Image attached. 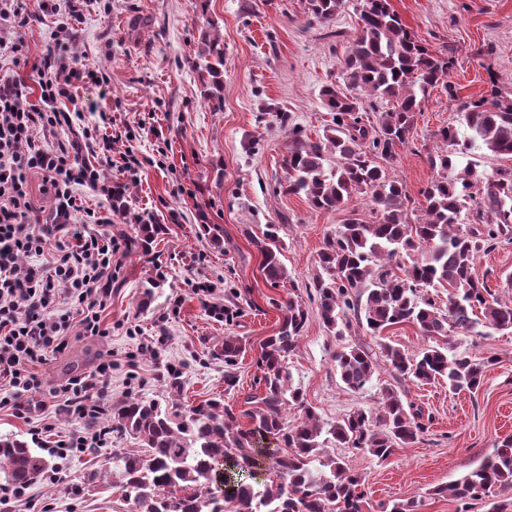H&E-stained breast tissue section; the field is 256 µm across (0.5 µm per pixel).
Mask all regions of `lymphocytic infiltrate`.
I'll return each instance as SVG.
<instances>
[{
    "label": "lymphocytic infiltrate",
    "instance_id": "f902f5d3",
    "mask_svg": "<svg viewBox=\"0 0 512 512\" xmlns=\"http://www.w3.org/2000/svg\"><path fill=\"white\" fill-rule=\"evenodd\" d=\"M75 10L73 0H39L33 13L21 0H0L1 25L19 30L48 16L60 19L34 66L36 94L21 82L0 80V385L11 391L0 409L19 415L27 411L25 395L40 384L30 364L66 348L72 321L86 334L105 333L101 312L112 295V261L120 244L88 232V225L102 221L94 211H87L84 223H73L80 195L91 191L113 213H125L127 184L141 168L129 150L121 156L123 181L100 174L112 165V148L123 135L80 122L82 113L98 111L111 90L105 74L83 68L69 51L73 37L63 18ZM82 85L94 86L95 97L79 96ZM83 152L91 162L78 163ZM33 171L53 199L48 224L29 190ZM111 393L107 360L55 387L51 398L83 419L98 416Z\"/></svg>",
    "mask_w": 512,
    "mask_h": 512
}]
</instances>
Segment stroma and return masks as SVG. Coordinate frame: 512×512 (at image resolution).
<instances>
[{
  "label": "stroma",
  "instance_id": "1",
  "mask_svg": "<svg viewBox=\"0 0 512 512\" xmlns=\"http://www.w3.org/2000/svg\"><path fill=\"white\" fill-rule=\"evenodd\" d=\"M406 28L424 46L447 55L448 87H436L422 101L413 135L388 163L390 176L423 205L422 190L433 172L428 156L438 145L440 127L463 128L458 105L489 96L512 94V0H390ZM359 0H345L333 23L312 18L304 0H78L80 13L71 28L80 49V65L107 74L111 95L85 120L109 117L128 128L142 162L137 182L126 191L128 217L93 224L89 230L119 240L120 267L112 274V297L102 313L108 336H89L80 327L68 332L63 352L35 365L40 390L27 396V418L0 410V436L31 440L39 423V403L48 391L70 378L112 362V394L98 418L112 424L110 408L130 397L161 403L196 405L223 398L244 410L258 373L260 344L275 334L280 308L290 294H305L318 271L324 240L348 219L372 220L368 195L352 193L337 210H316L304 198L283 193V158L288 128H301L311 140L322 137L332 117L321 97L323 86L342 81V62L358 36ZM48 17L14 33L0 25V40L21 36L26 56L4 61L0 78L34 86L32 70L50 32ZM224 45L220 95L222 111H212L209 85L195 65L205 38ZM167 146L166 156L157 149ZM205 210L219 229L204 234L196 222ZM151 214L165 225L150 250L138 244L134 215ZM278 227L287 276L271 286L261 270L263 258L252 240L267 225ZM477 274L492 292L512 295V243L479 252ZM161 281L145 300L148 279ZM211 284L213 302L226 310L214 318L195 293ZM309 321L285 365L294 386L325 420L357 409L373 410L392 379L378 370L364 391L347 390L333 356L353 336H330L317 304L307 301ZM248 343L234 368L238 385L224 391V339ZM454 346L489 361L477 392H454L443 381L403 383V398L432 418L422 440L395 451L387 460L339 449L364 480L370 512L393 502L412 500L417 512H459V501L435 495L437 487L459 481L512 436V333L456 336ZM180 372L172 388L168 368ZM58 482L40 476L27 491L29 512H137L113 483L111 455L81 453L67 461L52 459Z\"/></svg>",
  "mask_w": 512,
  "mask_h": 512
}]
</instances>
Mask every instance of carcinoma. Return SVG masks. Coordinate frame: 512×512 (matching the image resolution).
<instances>
[{
  "mask_svg": "<svg viewBox=\"0 0 512 512\" xmlns=\"http://www.w3.org/2000/svg\"><path fill=\"white\" fill-rule=\"evenodd\" d=\"M343 3L306 0L307 13L329 23ZM359 6L360 33L343 61V86L321 91L333 126L318 141L298 127L289 129L281 188L320 210H337L351 193H366L377 219L352 218L325 240L307 294L338 340L347 331L381 338L385 330L407 323L428 339L450 332H512V300L497 297L476 272L478 252L512 240V166L491 175L472 164L458 168V158L477 146L512 157V98L493 88L488 97L459 104L470 135L460 140L452 125L435 133L442 148L428 157L434 176L423 191L422 215L413 217L405 187L375 158L392 161L397 148L409 142L422 100L447 81L449 59L422 45L389 0H360ZM208 54L213 62L206 72L217 78L224 48L214 41ZM383 101L392 106L380 113L378 126L370 129L354 117L365 103ZM468 199L475 207L467 217ZM163 231L161 224L140 225L142 247L149 248ZM277 238L276 225L270 224L263 239L252 240L274 287L286 276ZM435 288L448 289V301L435 300ZM308 321L304 303L288 300L277 332L260 344L259 392L239 414L219 399L176 411L136 397L112 407V431L134 436L148 452L146 459L113 452L119 488L139 512H365L362 475L327 448L353 449L383 461L422 439L424 413L396 388L385 387L375 413L358 409L334 423L318 417L284 364ZM245 351L240 337H224L227 392L236 385L233 367ZM334 361L353 392L366 389L381 367L397 384L443 379L451 390L473 392L483 384L486 368V361L449 341L414 353L389 342L375 348L361 342L337 350ZM291 408L303 415L290 425ZM243 417L249 426L241 424ZM261 455L272 461L275 479L259 478ZM2 464L18 486L50 467L27 441L11 436L0 437ZM244 475L250 481L242 480ZM511 488L512 439H506L460 482L434 494L452 496L463 504L460 512H468L469 502Z\"/></svg>",
  "mask_w": 512,
  "mask_h": 512,
  "instance_id": "1",
  "label": "carcinoma"
}]
</instances>
